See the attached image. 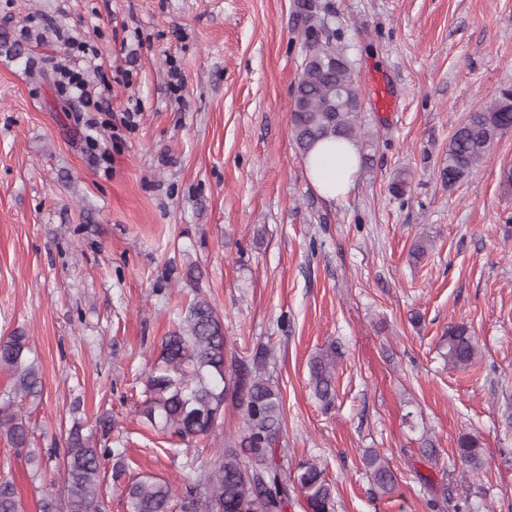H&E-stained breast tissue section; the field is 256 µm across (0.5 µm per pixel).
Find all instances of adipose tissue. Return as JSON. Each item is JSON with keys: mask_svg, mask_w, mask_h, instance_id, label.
I'll return each instance as SVG.
<instances>
[{"mask_svg": "<svg viewBox=\"0 0 512 512\" xmlns=\"http://www.w3.org/2000/svg\"><path fill=\"white\" fill-rule=\"evenodd\" d=\"M309 181L331 201L344 199L355 184L359 167V151L346 141L317 143L305 158Z\"/></svg>", "mask_w": 512, "mask_h": 512, "instance_id": "adipose-tissue-1", "label": "adipose tissue"}]
</instances>
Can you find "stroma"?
Segmentation results:
<instances>
[{
    "instance_id": "stroma-1",
    "label": "stroma",
    "mask_w": 512,
    "mask_h": 512,
    "mask_svg": "<svg viewBox=\"0 0 512 512\" xmlns=\"http://www.w3.org/2000/svg\"><path fill=\"white\" fill-rule=\"evenodd\" d=\"M301 2L0 0V336L25 332L42 377L23 402L41 468L0 440L25 512L63 495L73 422L110 413L133 473L178 494L241 433L231 402L189 445L138 412L139 376L195 292L228 352L272 350L284 454L324 468L336 512H429L432 498L512 512V131L455 185L441 175L456 126L512 86V0H318L344 31L369 140L338 202L290 132ZM65 67L91 102L62 91ZM134 105L135 128L114 127ZM459 322L479 354L452 369ZM331 345L326 405L309 362ZM464 434L481 471L457 458ZM369 452L394 494H378ZM458 457L470 471L482 470L485 465L484 449L480 441L471 435H463L458 440ZM366 463L371 471L374 486L383 494L392 493L397 487V478L389 464L380 460L376 454L366 456Z\"/></svg>"
}]
</instances>
